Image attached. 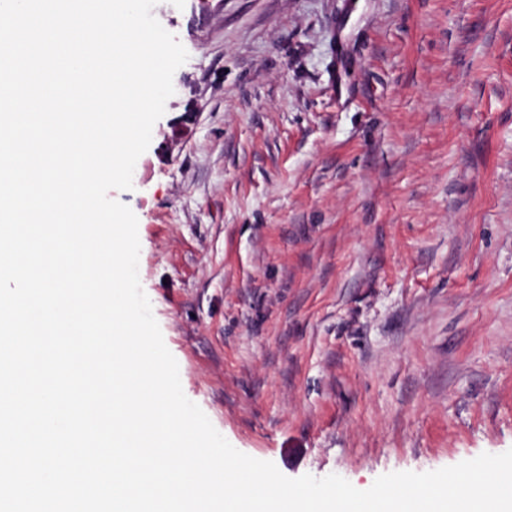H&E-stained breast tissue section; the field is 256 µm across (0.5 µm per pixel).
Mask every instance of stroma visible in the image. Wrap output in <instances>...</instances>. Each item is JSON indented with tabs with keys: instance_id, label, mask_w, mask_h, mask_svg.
Segmentation results:
<instances>
[{
	"instance_id": "stroma-1",
	"label": "stroma",
	"mask_w": 512,
	"mask_h": 512,
	"mask_svg": "<svg viewBox=\"0 0 512 512\" xmlns=\"http://www.w3.org/2000/svg\"><path fill=\"white\" fill-rule=\"evenodd\" d=\"M110 191L184 394L285 476L512 448V0H159Z\"/></svg>"
}]
</instances>
